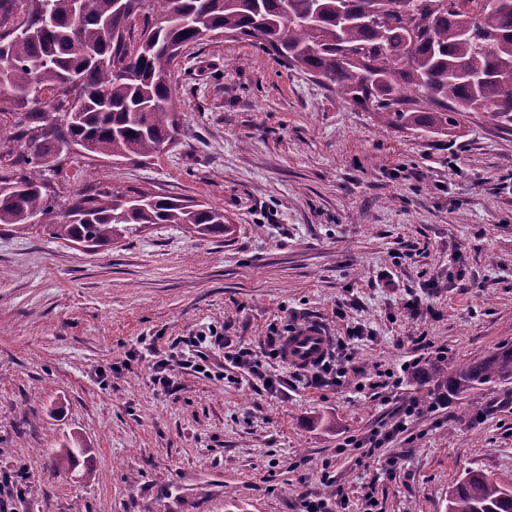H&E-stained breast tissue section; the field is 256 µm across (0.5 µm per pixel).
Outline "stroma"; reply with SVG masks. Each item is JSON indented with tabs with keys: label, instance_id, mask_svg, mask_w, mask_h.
I'll return each instance as SVG.
<instances>
[{
	"label": "stroma",
	"instance_id": "1",
	"mask_svg": "<svg viewBox=\"0 0 512 512\" xmlns=\"http://www.w3.org/2000/svg\"><path fill=\"white\" fill-rule=\"evenodd\" d=\"M171 80L176 141L117 164L61 157L56 205L117 184L209 204L231 229L158 224L87 252L0 227V499L301 512L308 495L327 512H446L469 470L512 480V383L455 397L433 374L512 345V123L474 112L446 137L385 129L241 38L184 47ZM56 100L0 101V173L22 150L16 112ZM309 323L353 367L343 384L271 393L232 367L270 328ZM209 330L224 338L220 378L181 366L184 337ZM160 360L173 388L153 383ZM408 403L421 414L388 447L344 448ZM74 441L82 453L52 470L47 451Z\"/></svg>",
	"mask_w": 512,
	"mask_h": 512
}]
</instances>
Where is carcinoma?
<instances>
[{
    "label": "carcinoma",
    "instance_id": "cac0c4a2",
    "mask_svg": "<svg viewBox=\"0 0 512 512\" xmlns=\"http://www.w3.org/2000/svg\"><path fill=\"white\" fill-rule=\"evenodd\" d=\"M23 23L0 31V98L18 103L44 89H72L81 75L79 118L39 113L24 131V167L0 177V224L19 229L40 216L57 240L107 247L150 224H177L200 236L224 233V211L116 187L71 202L52 220L45 176L52 157L85 144L98 158H149L175 139L181 49L211 33L251 40L332 87L342 100L392 129L446 135L467 112L512 123V0H150L163 21L131 40L127 21L144 0H19ZM451 395L512 382V348L439 371ZM82 448L51 453L62 467ZM448 512H512L507 484L475 469L448 491Z\"/></svg>",
    "mask_w": 512,
    "mask_h": 512
}]
</instances>
